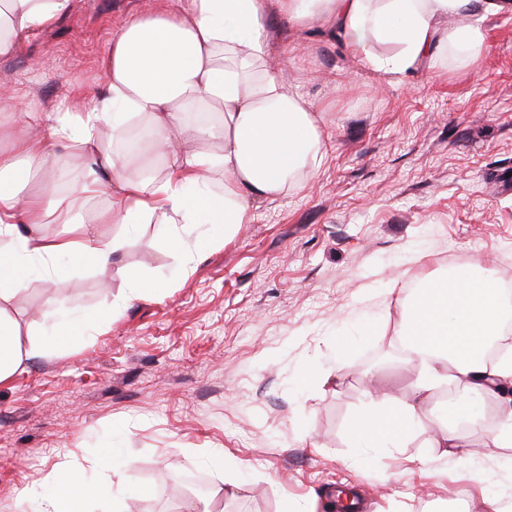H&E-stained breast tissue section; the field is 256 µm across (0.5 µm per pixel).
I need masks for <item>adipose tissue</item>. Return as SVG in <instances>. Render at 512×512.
<instances>
[{"label":"adipose tissue","mask_w":512,"mask_h":512,"mask_svg":"<svg viewBox=\"0 0 512 512\" xmlns=\"http://www.w3.org/2000/svg\"><path fill=\"white\" fill-rule=\"evenodd\" d=\"M69 6L70 0H0V55ZM510 8L512 0H184L164 13L129 17L108 47L107 95L37 116L42 134L0 132V383L29 358L63 349L102 322L97 314L65 315L48 339L34 324H20L12 306L30 276H59L63 257L77 268L111 265L139 225L157 221L166 251H183L185 238L168 223L173 216L204 226L203 240L215 241L247 223L253 200L278 198L318 165L321 117L269 64L271 17L295 23L322 17L366 65L395 75L440 45L474 55L481 33L469 16ZM444 18L454 26L441 29ZM376 42L391 45V54L374 56ZM190 112L204 115L192 125L197 146L179 155L174 134L188 125ZM136 123L150 153L164 159V173L131 161L127 137ZM105 127L112 131L108 144L100 137ZM62 139L83 155V177L70 178L57 150ZM33 182L39 189L31 193ZM100 197L109 206L95 220L73 214L76 203ZM59 210L69 212L68 227L47 232ZM101 224L122 225L127 233L101 240ZM511 314L494 273L480 265L448 279H421L397 324L419 400L451 382L469 394H489V373L512 382L511 347H502L491 365L481 356ZM424 421L416 403L372 398L351 427L356 446L399 448ZM20 496L32 512H130L120 495L103 496L100 484L68 458L42 488Z\"/></svg>","instance_id":"obj_1"}]
</instances>
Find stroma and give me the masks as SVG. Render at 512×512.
<instances>
[{
	"label": "stroma",
	"mask_w": 512,
	"mask_h": 512,
	"mask_svg": "<svg viewBox=\"0 0 512 512\" xmlns=\"http://www.w3.org/2000/svg\"><path fill=\"white\" fill-rule=\"evenodd\" d=\"M170 6L71 0L0 57V95L17 102L0 127L105 93L113 33ZM478 25L475 57L444 47L393 77L319 21L273 20L270 65L324 117L320 166L191 258L164 252L143 224L108 267L32 279L14 315L45 334L48 304L121 307L0 384V512H25L21 488L43 483L62 448L93 477L106 449L129 458L111 482L132 512H279L285 500L329 512L340 487L359 512H491L493 498L512 512V448L484 434L492 398L480 399L478 426L458 418L456 456L429 447L425 427L402 448H359L349 432L372 383L398 400L410 392L395 325L419 276L476 260L512 275V189L500 184L512 174V10ZM126 268L167 282L163 296L130 298ZM305 364L316 372L307 381ZM215 449L233 468L210 464ZM186 472L208 479V499H166L168 475Z\"/></svg>",
	"instance_id": "35a3bbf8"
}]
</instances>
